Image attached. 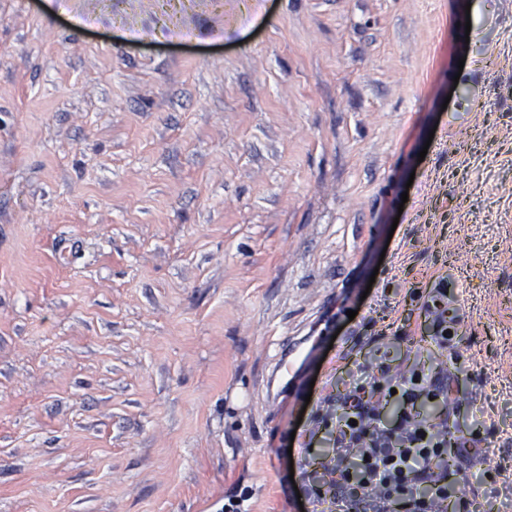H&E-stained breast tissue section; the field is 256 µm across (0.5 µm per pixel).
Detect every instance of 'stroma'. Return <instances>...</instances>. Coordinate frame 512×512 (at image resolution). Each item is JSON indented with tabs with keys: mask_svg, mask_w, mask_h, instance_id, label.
Listing matches in <instances>:
<instances>
[{
	"mask_svg": "<svg viewBox=\"0 0 512 512\" xmlns=\"http://www.w3.org/2000/svg\"><path fill=\"white\" fill-rule=\"evenodd\" d=\"M467 2L0 0V512H311L376 349L512 512V5ZM305 354L301 343L296 342L282 349L274 367L270 371L268 385L277 384V396L283 399L296 394L303 374Z\"/></svg>",
	"mask_w": 512,
	"mask_h": 512,
	"instance_id": "35a3bbf8",
	"label": "stroma"
}]
</instances>
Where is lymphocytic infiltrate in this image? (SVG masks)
Listing matches in <instances>:
<instances>
[{
	"label": "lymphocytic infiltrate",
	"mask_w": 512,
	"mask_h": 512,
	"mask_svg": "<svg viewBox=\"0 0 512 512\" xmlns=\"http://www.w3.org/2000/svg\"><path fill=\"white\" fill-rule=\"evenodd\" d=\"M352 387L336 399L330 442L337 461L321 480L342 499L361 496L365 512H477L448 483V385L414 364L409 377L389 365L361 364ZM395 404L392 422L383 410Z\"/></svg>",
	"instance_id": "obj_1"
}]
</instances>
